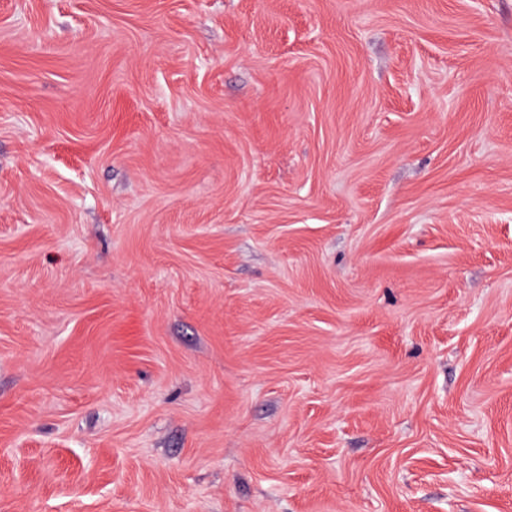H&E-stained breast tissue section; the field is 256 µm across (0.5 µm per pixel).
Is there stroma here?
<instances>
[{
    "label": "stroma",
    "instance_id": "stroma-1",
    "mask_svg": "<svg viewBox=\"0 0 512 512\" xmlns=\"http://www.w3.org/2000/svg\"><path fill=\"white\" fill-rule=\"evenodd\" d=\"M0 512H512V0H0Z\"/></svg>",
    "mask_w": 512,
    "mask_h": 512
}]
</instances>
